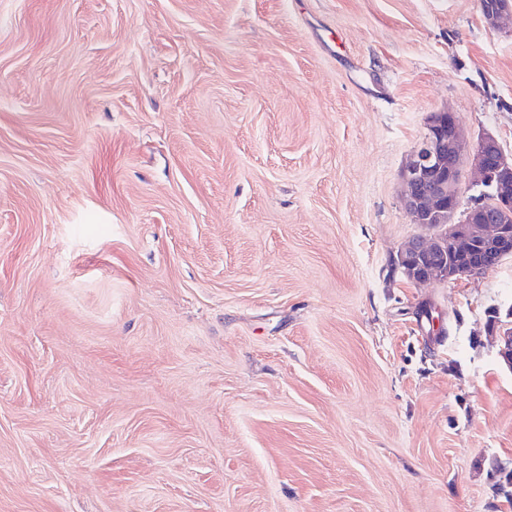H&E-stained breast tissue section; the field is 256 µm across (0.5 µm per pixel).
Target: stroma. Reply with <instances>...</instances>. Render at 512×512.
Segmentation results:
<instances>
[{
    "label": "stroma",
    "instance_id": "35a3bbf8",
    "mask_svg": "<svg viewBox=\"0 0 512 512\" xmlns=\"http://www.w3.org/2000/svg\"><path fill=\"white\" fill-rule=\"evenodd\" d=\"M444 109L512 154L479 0H0V512H512V258L392 265Z\"/></svg>",
    "mask_w": 512,
    "mask_h": 512
}]
</instances>
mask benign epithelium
Segmentation results:
<instances>
[{"label":"benign epithelium","instance_id":"obj_1","mask_svg":"<svg viewBox=\"0 0 512 512\" xmlns=\"http://www.w3.org/2000/svg\"><path fill=\"white\" fill-rule=\"evenodd\" d=\"M486 22L512 18V0H480ZM464 135L455 114L430 115L420 147L406 163L404 203L414 223L434 230L397 252V263L413 283L481 274L512 257V155L492 136L482 138L470 163L478 174L480 200L459 211Z\"/></svg>","mask_w":512,"mask_h":512}]
</instances>
